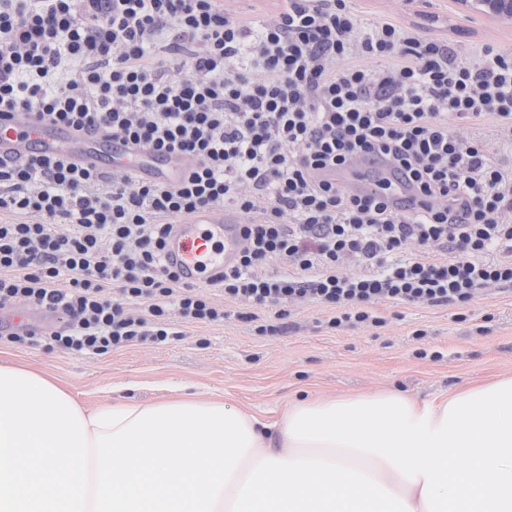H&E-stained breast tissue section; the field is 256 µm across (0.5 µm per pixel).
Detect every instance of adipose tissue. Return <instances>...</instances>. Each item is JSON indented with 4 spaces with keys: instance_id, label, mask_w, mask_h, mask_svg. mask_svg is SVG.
Masks as SVG:
<instances>
[{
    "instance_id": "1",
    "label": "adipose tissue",
    "mask_w": 512,
    "mask_h": 512,
    "mask_svg": "<svg viewBox=\"0 0 512 512\" xmlns=\"http://www.w3.org/2000/svg\"><path fill=\"white\" fill-rule=\"evenodd\" d=\"M88 410L0 367V512H512V377L418 404Z\"/></svg>"
}]
</instances>
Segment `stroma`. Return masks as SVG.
I'll use <instances>...</instances> for the list:
<instances>
[{
	"label": "stroma",
	"mask_w": 512,
	"mask_h": 512,
	"mask_svg": "<svg viewBox=\"0 0 512 512\" xmlns=\"http://www.w3.org/2000/svg\"><path fill=\"white\" fill-rule=\"evenodd\" d=\"M367 20L387 16L467 56L493 44L512 48V20L471 15L460 0H353ZM457 319L448 308H380L381 327L331 329L330 310L307 305L277 336L226 318L190 324L164 346L65 354L0 344V365L50 374L87 409L171 398L224 399L267 423L307 398L396 392L433 401L474 384L512 377V292L478 295ZM179 383L170 391V383Z\"/></svg>",
	"instance_id": "stroma-1"
}]
</instances>
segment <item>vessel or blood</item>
<instances>
[{"mask_svg":"<svg viewBox=\"0 0 512 512\" xmlns=\"http://www.w3.org/2000/svg\"><path fill=\"white\" fill-rule=\"evenodd\" d=\"M64 157L79 166L103 169L122 166L142 179L180 183L193 165L191 158L171 152L155 158L145 149L113 143L109 130L77 131L30 114L25 119L0 120V160L21 162L33 152ZM241 244V218L221 206L197 211L174 225L166 239L164 258L183 280L205 283L233 266ZM52 314L44 309L0 310V324L43 328Z\"/></svg>","mask_w":512,"mask_h":512,"instance_id":"vessel-or-blood-1","label":"vessel or blood"}]
</instances>
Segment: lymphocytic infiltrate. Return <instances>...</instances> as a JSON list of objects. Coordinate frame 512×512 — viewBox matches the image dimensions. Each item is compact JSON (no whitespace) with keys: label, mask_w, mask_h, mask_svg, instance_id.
I'll return each mask as SVG.
<instances>
[{"label":"lymphocytic infiltrate","mask_w":512,"mask_h":512,"mask_svg":"<svg viewBox=\"0 0 512 512\" xmlns=\"http://www.w3.org/2000/svg\"><path fill=\"white\" fill-rule=\"evenodd\" d=\"M33 112L194 164L168 185L1 161L0 309L69 323L1 343L104 354L232 314L274 336L309 303L379 327L512 288V168L469 133L512 142L511 49L461 57L350 0H284L256 31L221 0H0V116ZM354 167L371 189L326 176ZM213 206L243 219L237 264L182 282L165 237Z\"/></svg>","instance_id":"f902f5d3"}]
</instances>
